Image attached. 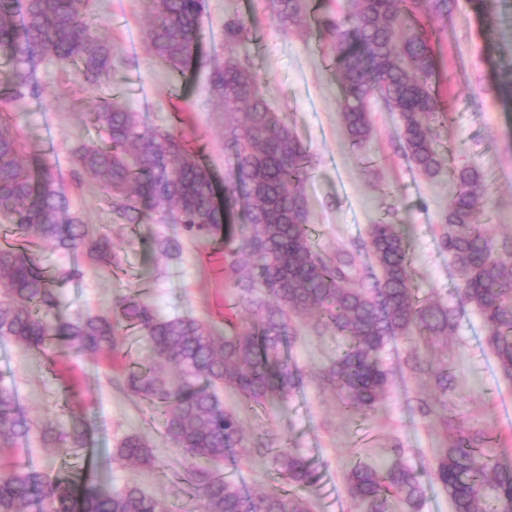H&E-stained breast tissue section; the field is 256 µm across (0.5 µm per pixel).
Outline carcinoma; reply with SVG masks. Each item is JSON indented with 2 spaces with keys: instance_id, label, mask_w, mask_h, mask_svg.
<instances>
[{
  "instance_id": "cac0c4a2",
  "label": "carcinoma",
  "mask_w": 512,
  "mask_h": 512,
  "mask_svg": "<svg viewBox=\"0 0 512 512\" xmlns=\"http://www.w3.org/2000/svg\"><path fill=\"white\" fill-rule=\"evenodd\" d=\"M350 14L327 17L323 27L333 39L342 86L340 114L352 142L360 148L373 135L368 110L377 97L400 118L399 139L406 158L428 178L447 162L428 124L444 117L432 78L436 61L425 36L415 29L417 14L452 12L456 0H352ZM146 31L152 59L161 69L185 73L199 57L200 17L205 0H154ZM285 29L305 27L310 0H271ZM89 0H0V59L8 65L7 91L0 94V223L12 226L20 240L0 246V340L28 347L51 342L73 355L120 352L119 338L134 330L150 350L149 364L129 368L118 383L160 407L162 435L184 456L197 461L186 473L196 512H310L314 485L311 464L284 448L272 455L285 487L246 493L224 478V458L244 445L238 415L224 410L218 392L229 391L247 405L285 402L302 384L289 357L297 334L295 320L314 315L336 330L346 347L329 362L325 379L352 412L375 410L389 385L381 359L397 336L426 342L456 327V310L419 298L413 287L412 261L398 226L369 227L371 266L359 254H328L313 242L305 183L311 157L292 129L267 103L257 74L237 53L251 28L242 21L224 25V61L211 68L209 92L227 122L224 150L225 193L219 195L210 171L167 130L147 126L106 89L117 52L98 33ZM75 76L79 91L97 101L90 113L103 132L102 143L72 150L74 180L92 175L128 224L151 211L171 225V234L155 241L157 251L180 256L182 238L224 242L234 211L242 207L247 224L225 262L227 287L237 306L256 314L247 325L228 322L224 334L191 316L163 317L138 293L124 296L110 315L80 314L69 320L49 315L60 305V287L80 280L87 270L118 264L112 243L95 236L71 211L60 179L47 168L33 175L21 161L23 142L9 112L16 100L38 98L34 76L41 61ZM457 191L444 223L442 248L461 274L460 302L482 317L485 344L500 372L512 378V241L494 243L481 215L487 199L478 170L453 172ZM49 245L80 254L84 264L49 277L34 248ZM32 421L20 408L16 391L0 385V443L28 442ZM45 448L79 449L87 442L84 422L67 431L41 428ZM114 455L127 465L153 463L152 446L138 435L124 438ZM429 476L448 492L454 512H512V457L486 454L462 433H453ZM350 496L366 512H389L397 500L417 512L422 475L404 466L382 469L367 462L346 477ZM171 512L163 498L136 485L118 490L87 481L50 478L29 464L0 471V512Z\"/></svg>"
}]
</instances>
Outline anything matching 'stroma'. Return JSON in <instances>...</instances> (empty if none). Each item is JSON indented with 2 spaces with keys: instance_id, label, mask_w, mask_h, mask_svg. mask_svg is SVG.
<instances>
[{
  "instance_id": "obj_1",
  "label": "stroma",
  "mask_w": 512,
  "mask_h": 512,
  "mask_svg": "<svg viewBox=\"0 0 512 512\" xmlns=\"http://www.w3.org/2000/svg\"><path fill=\"white\" fill-rule=\"evenodd\" d=\"M312 5L314 17L307 27L287 31L269 0H206L204 62L175 76L155 67L144 39L152 0H92L94 13L106 23L105 36L120 48L112 90L147 125L182 136L219 183L225 170L224 114L209 100V74L224 57L225 22L246 21L251 35L238 52L252 62L269 103L287 117L312 159L306 194L314 242L332 254L367 243L371 224H397L413 257L419 297L457 308V327L448 339L428 344L399 337L386 346L390 385L370 416L351 415L322 382L321 368L341 351L343 341L308 317L297 320L290 350L303 384L287 404L247 406L232 393L221 395L247 437L224 463L227 479L248 493L278 485L272 459L254 454L258 441L270 439L310 461L316 477L311 512H363L345 481L358 462L400 463L425 472L455 430L487 433L496 452L512 450V380L501 375L487 350L479 315L460 304L461 276L440 245L443 217L456 192L451 170L461 165L475 167L482 176L488 201L482 222L488 236L498 242L512 237V0H487L494 17L489 26L469 0H459L446 18L418 17L436 56L433 84L448 115L446 122L433 125L448 166L433 179L404 156L398 117L379 103L370 105L372 139L358 149L350 145L340 118L342 92L332 39L319 23L326 16L347 14L350 0H313ZM36 77L44 95L18 102L11 114L27 140L23 158L42 161L59 173L72 210L111 238L119 258L118 264L93 268L83 280L66 284L58 317L111 312L135 291L163 315H192L219 330L228 318L253 321V314L232 306L220 245L188 241L180 259H166L154 242L168 234L167 225L153 215L139 224L124 223L91 176L73 181V149L98 138L86 119L93 104L79 100L72 81L51 63H40ZM148 362L146 344L133 331L116 358L77 357L60 345L46 352L0 341V383L16 389L28 418L66 429L77 415L89 432L85 450L76 453L65 446L43 448L36 437L26 448L0 447V466L30 462L52 474L63 466L107 486L134 482L167 499L172 512H191L193 501L182 482L189 462L162 438L159 412L108 382L109 376H120L123 366ZM442 365L454 378L444 399L433 387V372ZM129 435L152 445V466L134 469L114 459V448Z\"/></svg>"
}]
</instances>
